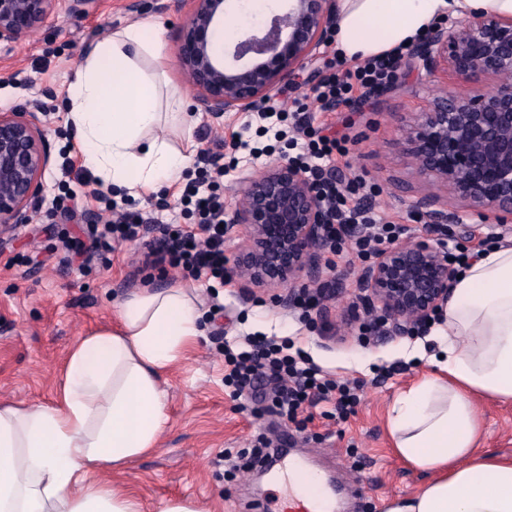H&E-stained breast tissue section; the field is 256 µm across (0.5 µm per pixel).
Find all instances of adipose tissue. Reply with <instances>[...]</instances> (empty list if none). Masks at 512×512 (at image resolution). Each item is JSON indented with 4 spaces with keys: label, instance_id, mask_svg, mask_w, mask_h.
<instances>
[{
    "label": "adipose tissue",
    "instance_id": "1",
    "mask_svg": "<svg viewBox=\"0 0 512 512\" xmlns=\"http://www.w3.org/2000/svg\"><path fill=\"white\" fill-rule=\"evenodd\" d=\"M470 13L512 16V0H342L336 51L353 61L384 55L440 17ZM163 29L136 22L97 45L62 105L86 164L134 199L191 166L190 154L156 135L158 89L141 68L142 58L160 59ZM441 320L436 352L403 349L429 371L388 411L395 454L434 477L385 512H512V456L478 452L483 424L472 401H512V247L465 264ZM203 334L188 289H140L119 303L114 325L72 344L52 404L1 403L0 512H141L125 485L88 478L156 451L168 422L162 376Z\"/></svg>",
    "mask_w": 512,
    "mask_h": 512
}]
</instances>
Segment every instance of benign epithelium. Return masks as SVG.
Listing matches in <instances>:
<instances>
[{"instance_id": "1", "label": "benign epithelium", "mask_w": 512, "mask_h": 512, "mask_svg": "<svg viewBox=\"0 0 512 512\" xmlns=\"http://www.w3.org/2000/svg\"><path fill=\"white\" fill-rule=\"evenodd\" d=\"M95 0H0V44H13L41 29L66 4L84 16ZM179 32L180 64L201 91L203 110L219 118L251 112L259 101L299 79L314 52L328 42L339 0H286L237 40L227 60L215 36L230 0H191ZM414 64L434 75L451 69L465 80L485 72L494 82L477 94L441 89L405 134L420 172L447 186L464 203L453 215L462 237L471 235L469 213L497 209L512 215V19L472 16L448 20L418 45ZM0 113V228L28 224L40 212L42 175L51 159L43 130L45 99ZM234 223L248 229L238 269L256 285L285 288L323 277L328 248L324 214L310 179L299 166L276 162L243 181ZM430 224L448 213L422 202ZM456 273L445 253L425 241L393 243L381 250L360 284V300L382 316L383 335L404 336L437 316L448 304Z\"/></svg>"}]
</instances>
